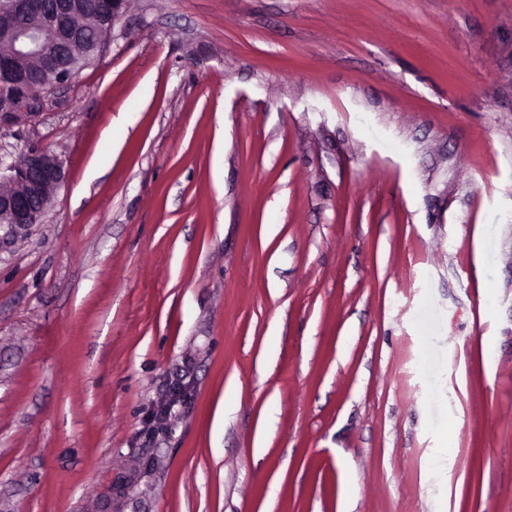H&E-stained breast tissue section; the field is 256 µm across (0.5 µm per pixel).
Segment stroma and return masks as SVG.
<instances>
[{"mask_svg":"<svg viewBox=\"0 0 512 512\" xmlns=\"http://www.w3.org/2000/svg\"><path fill=\"white\" fill-rule=\"evenodd\" d=\"M0 147V512H512V0H129ZM66 180L63 161L44 150H31L22 160L0 147V230L17 234L40 223L52 192Z\"/></svg>","mask_w":512,"mask_h":512,"instance_id":"35a3bbf8","label":"stroma"}]
</instances>
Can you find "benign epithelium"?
<instances>
[{
  "label": "benign epithelium",
  "mask_w": 512,
  "mask_h": 512,
  "mask_svg": "<svg viewBox=\"0 0 512 512\" xmlns=\"http://www.w3.org/2000/svg\"><path fill=\"white\" fill-rule=\"evenodd\" d=\"M127 0H0V118L31 110L40 92L99 56ZM66 180L63 161L32 150L15 161L0 147V229L40 223Z\"/></svg>",
  "instance_id": "obj_1"
}]
</instances>
